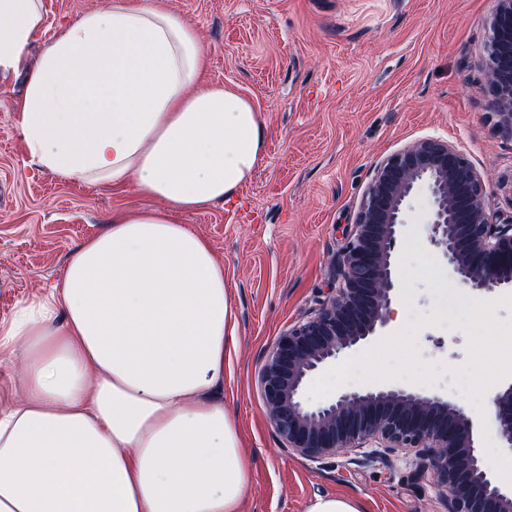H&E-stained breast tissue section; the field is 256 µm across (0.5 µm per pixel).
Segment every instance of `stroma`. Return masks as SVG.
<instances>
[{
    "label": "stroma",
    "mask_w": 512,
    "mask_h": 512,
    "mask_svg": "<svg viewBox=\"0 0 512 512\" xmlns=\"http://www.w3.org/2000/svg\"><path fill=\"white\" fill-rule=\"evenodd\" d=\"M47 42L111 0H42ZM186 18L207 77L235 87L265 120V159L234 203L182 215L224 264L235 336L224 347V407L249 457L244 512H307L346 495L365 512H448L411 451L311 462L288 452L259 387L263 357L318 308L340 273L379 162L421 137L465 153L485 204L512 216V137L489 119L481 75L493 0H153ZM24 74L0 77V320L57 285L76 246L113 212L160 207L133 182L66 181L42 169L22 138ZM427 189L411 199L398 245L399 285L382 336L310 382L311 403L346 388L401 383L472 403L512 374V291L464 313L462 288L429 239Z\"/></svg>",
    "instance_id": "1"
}]
</instances>
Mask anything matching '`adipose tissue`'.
<instances>
[{
	"label": "adipose tissue",
	"mask_w": 512,
	"mask_h": 512,
	"mask_svg": "<svg viewBox=\"0 0 512 512\" xmlns=\"http://www.w3.org/2000/svg\"><path fill=\"white\" fill-rule=\"evenodd\" d=\"M41 0H0V74L26 70L19 127L61 179L164 201L117 212L63 277L0 321L23 366L0 407V512H242L249 459L224 408V265L179 220L232 200L265 155L253 103L211 84L193 27L112 0L38 61Z\"/></svg>",
	"instance_id": "ef3b65f1"
}]
</instances>
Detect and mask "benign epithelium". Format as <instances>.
I'll return each mask as SVG.
<instances>
[{
	"label": "benign epithelium",
	"instance_id": "obj_1",
	"mask_svg": "<svg viewBox=\"0 0 512 512\" xmlns=\"http://www.w3.org/2000/svg\"><path fill=\"white\" fill-rule=\"evenodd\" d=\"M483 69L495 90L489 118L512 136V0H495ZM423 184L434 203L430 241L459 285L487 293L512 288V218L484 206L483 179L455 145L416 139L377 165L339 260L341 279L268 350L261 394L270 424L297 456L319 462L364 448L414 449L420 477L433 474L448 495V512H512V487L498 482L479 451L478 419L454 400L391 384L342 391L314 406L303 399L313 374L386 327L406 204ZM493 412L503 447L512 449V383L495 395Z\"/></svg>",
	"mask_w": 512,
	"mask_h": 512
}]
</instances>
